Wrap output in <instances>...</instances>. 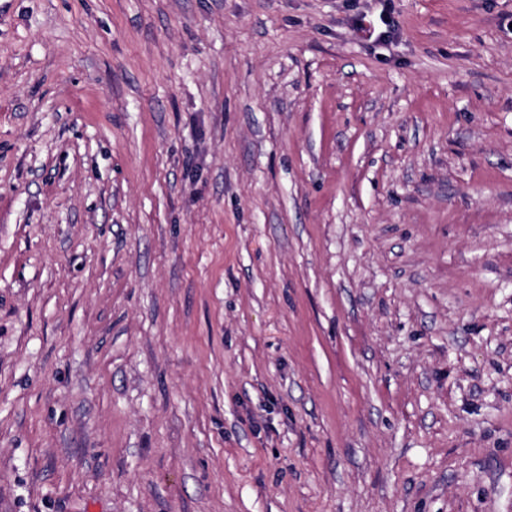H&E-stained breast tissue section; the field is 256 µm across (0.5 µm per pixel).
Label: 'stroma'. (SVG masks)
<instances>
[{
    "instance_id": "stroma-1",
    "label": "stroma",
    "mask_w": 512,
    "mask_h": 512,
    "mask_svg": "<svg viewBox=\"0 0 512 512\" xmlns=\"http://www.w3.org/2000/svg\"><path fill=\"white\" fill-rule=\"evenodd\" d=\"M0 512H512V0H0Z\"/></svg>"
}]
</instances>
